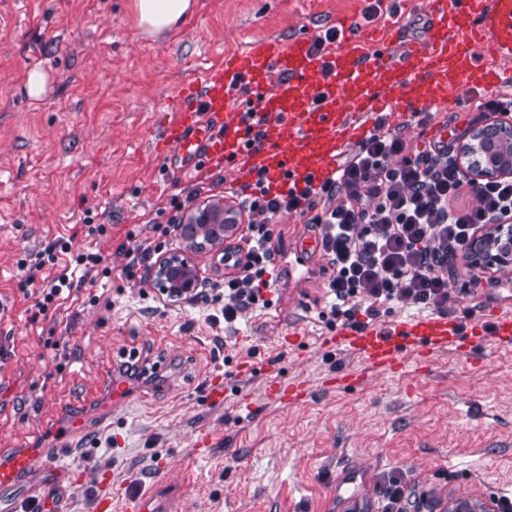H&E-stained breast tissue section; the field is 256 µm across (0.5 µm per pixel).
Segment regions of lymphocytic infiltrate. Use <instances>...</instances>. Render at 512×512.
<instances>
[{
  "instance_id": "f902f5d3",
  "label": "lymphocytic infiltrate",
  "mask_w": 512,
  "mask_h": 512,
  "mask_svg": "<svg viewBox=\"0 0 512 512\" xmlns=\"http://www.w3.org/2000/svg\"><path fill=\"white\" fill-rule=\"evenodd\" d=\"M472 183L455 143L420 151L377 122L319 187L272 195L259 186L238 198L231 212L247 225L241 244L224 248V285L190 299L220 305L228 327L242 311L270 308L284 235L263 218L288 211L308 217L331 268L332 320L360 328L397 304L449 314L453 281L473 273L470 245L490 226L512 223V176L481 181L480 204L470 209L462 198ZM21 267L28 282L41 284L29 311L34 323L58 309L64 294L110 273L101 255L71 254L62 237Z\"/></svg>"
}]
</instances>
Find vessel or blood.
Listing matches in <instances>:
<instances>
[{
    "instance_id": "b4317fda",
    "label": "vessel or blood",
    "mask_w": 512,
    "mask_h": 512,
    "mask_svg": "<svg viewBox=\"0 0 512 512\" xmlns=\"http://www.w3.org/2000/svg\"><path fill=\"white\" fill-rule=\"evenodd\" d=\"M426 36L399 57L370 53L364 38L345 33L330 51L305 38H259L202 68L194 92L178 96L161 144L181 169L230 164L240 181L265 178L288 189L320 184L357 134L364 112L392 107L390 90L406 86L429 106L447 103L464 82L512 85V0H429ZM465 333L444 316L410 318L385 334L340 326V349L377 369H401L408 346L427 353ZM33 457L0 463V494L29 479ZM122 512H174L162 488L124 497Z\"/></svg>"
}]
</instances>
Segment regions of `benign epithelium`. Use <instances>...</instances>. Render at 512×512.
Here are the masks:
<instances>
[{
	"label": "benign epithelium",
	"mask_w": 512,
	"mask_h": 512,
	"mask_svg": "<svg viewBox=\"0 0 512 512\" xmlns=\"http://www.w3.org/2000/svg\"><path fill=\"white\" fill-rule=\"evenodd\" d=\"M462 155L466 158L476 157L480 162L471 166L475 180L512 175V124L493 125L478 128L473 131L470 141L462 147ZM229 213L224 211V205L207 208L199 216L186 224L178 225V235L193 249H201L214 243L206 233L229 224L236 225L227 219ZM494 239L489 235L482 238L481 261L497 268H512V234H504ZM156 287L162 292L173 296H183L193 293L200 284L199 272L192 258L187 254L174 253L160 258L150 270Z\"/></svg>",
	"instance_id": "1"
}]
</instances>
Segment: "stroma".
<instances>
[{
    "label": "stroma",
    "mask_w": 512,
    "mask_h": 512,
    "mask_svg": "<svg viewBox=\"0 0 512 512\" xmlns=\"http://www.w3.org/2000/svg\"><path fill=\"white\" fill-rule=\"evenodd\" d=\"M132 2L0 0V460L38 457L29 485L52 488L45 512H92L99 497L151 484L177 490L176 512H375L391 471L413 502L444 492L487 506L512 492V344L470 339L424 359L407 350L397 374L330 348L322 262L295 214L271 219L288 233L273 306L242 312L232 335L208 308L121 275V244L188 218L173 201L200 176L209 188L197 208L243 188L230 167L177 171L159 142L198 66L254 37L314 42L341 20L379 50L422 37L427 0H194L160 39L139 33ZM34 67L48 75L36 102L25 90ZM488 95L464 83L429 107L405 93L401 113L363 120L421 146L471 131L469 107ZM97 224L104 233L89 234ZM57 236L102 255L112 304L90 302L85 285L33 324L38 289L17 263ZM497 279L459 277L451 308L482 325L512 314V271ZM128 351L165 370L129 381L116 402ZM216 376L220 405L205 397ZM293 382L301 397L281 400L275 386ZM75 416L82 428L57 450V429Z\"/></svg>",
    "instance_id": "35a3bbf8"
}]
</instances>
